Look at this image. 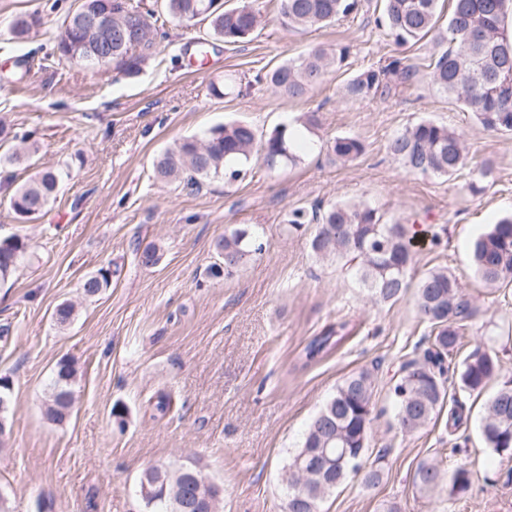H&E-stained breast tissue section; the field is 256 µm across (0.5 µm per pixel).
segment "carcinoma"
Instances as JSON below:
<instances>
[{
  "mask_svg": "<svg viewBox=\"0 0 512 512\" xmlns=\"http://www.w3.org/2000/svg\"><path fill=\"white\" fill-rule=\"evenodd\" d=\"M112 5V35L89 29L83 17L94 13L104 2ZM211 0H161V11L182 23L195 21L207 28V36L226 44L245 43L261 24V11L253 6L210 11ZM378 24L398 46L421 41L434 43L437 51L430 58L429 76L436 88L454 99L475 121L491 133H512V36L505 29V18L512 14V0H448L447 28L439 27L440 0H382ZM359 0H280L279 20L287 31L323 27L359 10ZM156 11L131 0H80L77 10L65 17L56 45L59 58L93 65L90 50L112 41V57L103 65L116 74L133 79L145 64L161 52ZM43 24L37 12L18 18L12 33L24 39ZM347 54L343 48L329 53L321 47L298 58H288L266 72L271 88L290 98H301L322 84L330 72L341 68ZM415 74L411 65L399 59L381 68L370 67L348 78L342 96L348 101H364L382 96L390 82H409ZM316 124L315 116L302 122V128L281 125L259 139L252 125L231 121L207 130L200 138L184 139L158 155L152 164L157 182L179 181L196 189L206 181L224 178L227 183L238 180L254 158L262 160L269 170L294 165L300 152L307 148L302 129ZM333 160L351 162L365 150L363 141L353 135L338 136L327 145ZM392 158L405 170L452 178L464 170L476 175L470 190L481 193L490 183L491 169L472 165L462 135L455 129L421 119L405 127L387 145ZM62 179L57 170L36 173L18 185L9 198L15 215L23 223L42 216L56 199ZM314 225L311 252L319 260L341 265L359 287L367 291L376 304L394 303L415 288V305L419 318L430 327L428 347L422 356L403 362L390 379L389 394L394 402L398 429L405 435L424 429L439 416L447 400L445 361L459 342L461 329L479 313L473 299L462 288L456 275L448 269L433 268L418 281H413L417 254L415 233L398 220H387L376 208L341 201L326 209H296L288 220V230L299 231ZM221 262L210 267L214 277L232 276L263 250V244L246 228H235L217 243ZM30 244L24 237L0 238V280H7L17 270ZM470 268L490 287L512 283V215H505L478 234L470 246ZM112 282V270L101 268L83 280L86 295L95 296ZM351 333L349 323L340 321L312 337L300 355L303 365L329 353ZM501 372L497 353L491 348L475 347L462 361L458 375L459 388L469 394L481 393L486 384ZM76 370L72 362L61 359L56 365L55 379L48 398L46 413L54 423L62 424L73 406L72 384ZM12 382L0 377V422L6 420L11 402ZM375 378L372 371L362 369L347 376L323 407L310 421L303 442L287 468L288 500L286 512H318L325 496L341 485L354 472L347 464H336L334 485L297 466L300 457L309 460L326 452L339 460L344 449L359 455L360 471L367 486L378 484L384 473L385 454L368 461V442L373 414ZM153 416L164 417L172 405V397L159 392L149 399ZM468 416L453 408L446 426L451 432L467 427ZM485 444L495 454L512 451V380L493 393L485 403L480 423ZM181 470L195 472L200 481L194 485L180 482ZM144 472L154 485L144 512H175L173 490L198 503L201 512H218L219 499L211 495L215 483L194 465L175 467L153 464ZM414 483L422 492L446 495L450 499L469 493L472 474L465 464L452 472L434 462L421 463Z\"/></svg>",
  "mask_w": 512,
  "mask_h": 512,
  "instance_id": "1",
  "label": "carcinoma"
}]
</instances>
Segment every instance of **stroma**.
Returning a JSON list of instances; mask_svg holds the SVG:
<instances>
[{
    "label": "stroma",
    "instance_id": "1",
    "mask_svg": "<svg viewBox=\"0 0 512 512\" xmlns=\"http://www.w3.org/2000/svg\"><path fill=\"white\" fill-rule=\"evenodd\" d=\"M77 0H0V124L31 134L26 164L0 143V238L28 239L29 257L0 282V376L12 382L10 431L0 446V497L8 512H142L138 480L149 465L195 464L222 489L219 512H285V467L309 422L351 373L376 367L378 386L370 454L385 452L382 481L349 478L319 504V512H512V453L487 451L477 426L489 392L512 380V286L489 289L470 270L472 240L512 212V134L485 131L431 83L425 43L395 46L376 23L381 0H361L356 17L301 33L286 32L277 0H256L263 22L250 42L196 45L201 24H168L169 45L133 80L59 59L58 29ZM37 12L43 24L15 41L7 30ZM347 49L341 69L308 95L274 92L262 77L285 59L316 47ZM416 67L414 78L385 96L339 99L343 82L393 59ZM229 83L224 98L211 83ZM315 114L307 138L316 146L295 166L267 170L253 162L233 183L208 181L201 190L152 178L154 157L182 139L224 121L251 123L264 135ZM421 118L456 128L475 162L490 163L492 184L472 193L471 177L452 179L405 171L388 141ZM341 135L359 137L365 152L353 162L323 149ZM68 176L38 220L19 222L8 193L36 172ZM340 200L366 203L386 217L438 233L425 244L417 271L441 266L457 275L479 309L449 356L448 398L470 417L465 436L443 421L405 435L396 427L390 379L401 362L421 356L429 333L412 296L372 303L334 264L314 258L311 228L288 233L297 208ZM248 227L263 251L234 276L215 279L216 243L227 228ZM157 247L145 268L137 249ZM109 266L110 286L83 296L84 278ZM74 304L72 322L53 319ZM346 321L351 334L309 365L299 355L312 337ZM491 347L502 370L485 393H463L456 371L475 346ZM70 359L77 375L74 405L61 425L45 414L56 364ZM173 395L174 406L153 418L148 399ZM124 406L125 424L111 409ZM452 471L468 463L473 491L455 501L421 492L419 464Z\"/></svg>",
    "mask_w": 512,
    "mask_h": 512
}]
</instances>
